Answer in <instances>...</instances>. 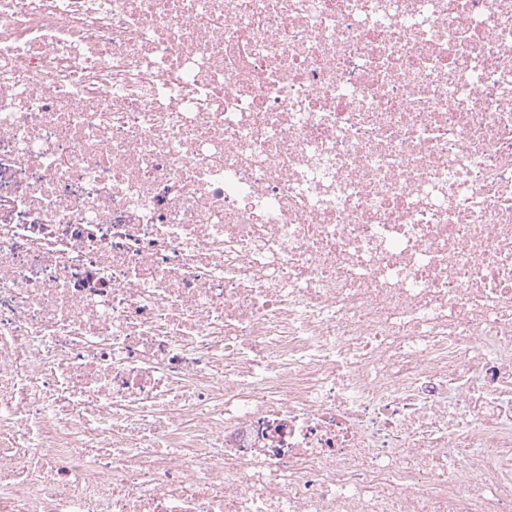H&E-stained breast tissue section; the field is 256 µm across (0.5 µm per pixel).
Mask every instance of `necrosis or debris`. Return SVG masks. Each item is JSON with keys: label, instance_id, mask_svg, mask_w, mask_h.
I'll list each match as a JSON object with an SVG mask.
<instances>
[{"label": "necrosis or debris", "instance_id": "obj_1", "mask_svg": "<svg viewBox=\"0 0 512 512\" xmlns=\"http://www.w3.org/2000/svg\"><path fill=\"white\" fill-rule=\"evenodd\" d=\"M0 512H512V0H0Z\"/></svg>", "mask_w": 512, "mask_h": 512}]
</instances>
